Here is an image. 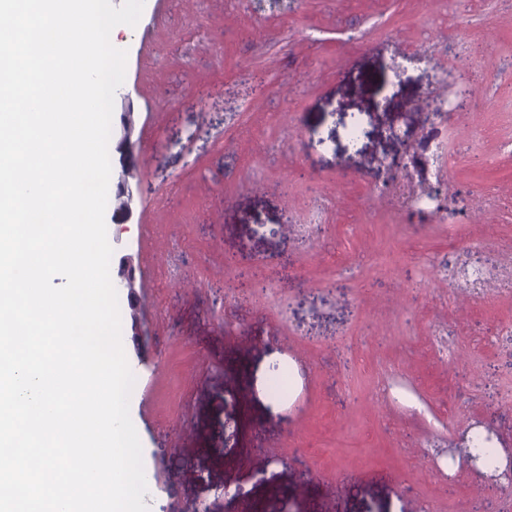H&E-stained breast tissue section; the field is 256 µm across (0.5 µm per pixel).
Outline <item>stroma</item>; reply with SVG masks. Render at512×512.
Returning <instances> with one entry per match:
<instances>
[{"mask_svg":"<svg viewBox=\"0 0 512 512\" xmlns=\"http://www.w3.org/2000/svg\"><path fill=\"white\" fill-rule=\"evenodd\" d=\"M123 48L148 512H512V0H144ZM456 67L434 202L394 160ZM443 81L448 85V92L452 97L448 99L450 108L446 110L439 108L432 112L430 117L431 125L443 123L447 119L449 112L466 105L476 104L477 102L476 89L473 84H471L469 78L465 77L464 74H459L458 77H454L452 72H448V77H444Z\"/></svg>","mask_w":512,"mask_h":512,"instance_id":"obj_1","label":"stroma"}]
</instances>
